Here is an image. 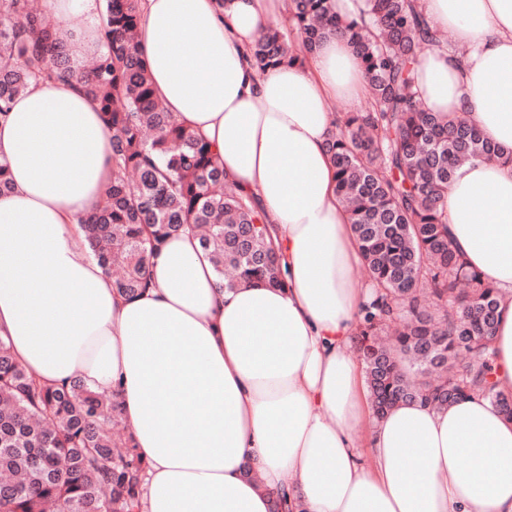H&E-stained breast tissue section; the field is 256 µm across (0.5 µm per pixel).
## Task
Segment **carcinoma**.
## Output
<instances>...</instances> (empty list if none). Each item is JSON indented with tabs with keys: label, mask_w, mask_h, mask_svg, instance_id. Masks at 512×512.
<instances>
[{
	"label": "carcinoma",
	"mask_w": 512,
	"mask_h": 512,
	"mask_svg": "<svg viewBox=\"0 0 512 512\" xmlns=\"http://www.w3.org/2000/svg\"><path fill=\"white\" fill-rule=\"evenodd\" d=\"M361 21L330 0H290L288 28H265L250 47L263 70L301 59L329 35L360 59L369 106L340 114L327 150L375 294L356 343L375 416L399 403L444 408L472 394L512 419L496 389L492 345L498 292L448 240L447 190L455 168L512 156L475 124L423 108L415 65L448 40L418 0H364ZM139 0H106L103 54L79 68L56 42L55 24L31 0H0V118L35 82H63L97 102L111 134L112 181L101 208L77 218L117 292L149 287L147 258L166 239L195 230L224 287L282 285L269 225L224 178L211 145L180 124L157 96L136 40ZM112 397L81 381L40 382L0 337V512H139L145 465Z\"/></svg>",
	"instance_id": "obj_1"
}]
</instances>
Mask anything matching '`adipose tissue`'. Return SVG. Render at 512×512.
<instances>
[{
    "instance_id": "ef3b65f1",
    "label": "adipose tissue",
    "mask_w": 512,
    "mask_h": 512,
    "mask_svg": "<svg viewBox=\"0 0 512 512\" xmlns=\"http://www.w3.org/2000/svg\"><path fill=\"white\" fill-rule=\"evenodd\" d=\"M465 55L415 67L425 109L463 117L512 153V0H423ZM72 60L98 55L105 0H48ZM289 0H140L138 46L159 99L253 198L283 284L221 288L197 234L118 295L77 219L112 179L97 104L33 83L0 119V336L49 385L116 396L145 461L140 512H512V420L485 397L373 417L352 338L370 296L327 151V103L367 84L346 39L304 65L257 71L248 49ZM453 246L499 294L498 391L512 395V163L477 158L448 185ZM371 463H364V456Z\"/></svg>"
}]
</instances>
